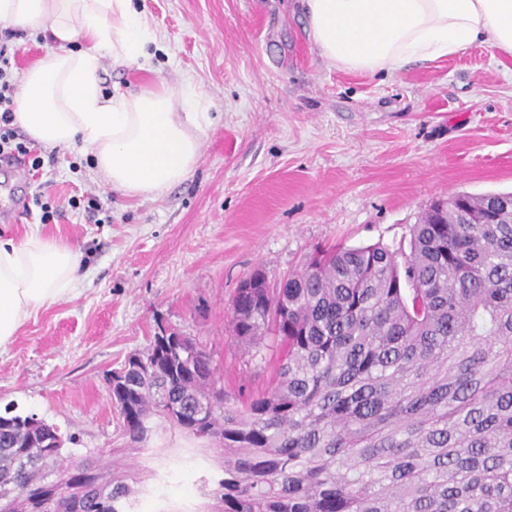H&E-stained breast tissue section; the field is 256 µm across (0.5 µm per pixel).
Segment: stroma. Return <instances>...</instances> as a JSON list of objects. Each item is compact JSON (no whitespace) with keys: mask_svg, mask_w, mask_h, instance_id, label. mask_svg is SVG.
Returning a JSON list of instances; mask_svg holds the SVG:
<instances>
[{"mask_svg":"<svg viewBox=\"0 0 512 512\" xmlns=\"http://www.w3.org/2000/svg\"><path fill=\"white\" fill-rule=\"evenodd\" d=\"M134 3L159 42L137 66L105 59L104 92L191 88L213 123L193 174L156 199L112 190L78 150L38 144L41 170L0 166V197L21 203L0 237L36 231L81 255L77 295L40 308L0 348V407L16 402L75 436L65 456L127 473L128 512H216L219 447L159 417L131 441L107 376L163 324L206 348L229 393L266 388L229 325L240 281L260 269L277 283L329 245L405 252L431 203L512 192V60L475 45L371 76L322 62L299 0ZM1 45L17 81L52 47L0 25ZM38 193L59 210L52 223ZM87 194L111 222L68 206Z\"/></svg>","mask_w":512,"mask_h":512,"instance_id":"obj_1","label":"stroma"}]
</instances>
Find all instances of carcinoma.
Here are the masks:
<instances>
[{"mask_svg":"<svg viewBox=\"0 0 512 512\" xmlns=\"http://www.w3.org/2000/svg\"><path fill=\"white\" fill-rule=\"evenodd\" d=\"M234 335L270 339L266 390L216 386L210 354L157 328L109 387L122 432L158 415L224 449L222 512H512V193L458 194L386 247L318 248L275 288L252 274ZM57 426L0 410V512L53 484L79 512H123L126 477L50 448Z\"/></svg>","mask_w":512,"mask_h":512,"instance_id":"obj_1","label":"carcinoma"}]
</instances>
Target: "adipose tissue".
I'll use <instances>...</instances> for the list:
<instances>
[{
	"mask_svg": "<svg viewBox=\"0 0 512 512\" xmlns=\"http://www.w3.org/2000/svg\"><path fill=\"white\" fill-rule=\"evenodd\" d=\"M320 58L393 75L481 44L512 58V0H302ZM0 24L48 35L53 48L22 78L15 122L33 140L90 152L128 197L155 199L194 172L212 125L192 94L160 85L105 95V56L135 63L157 32L133 0H0ZM79 256L56 239L0 238V347L45 305L73 296Z\"/></svg>",
	"mask_w": 512,
	"mask_h": 512,
	"instance_id": "obj_1",
	"label": "adipose tissue"
}]
</instances>
